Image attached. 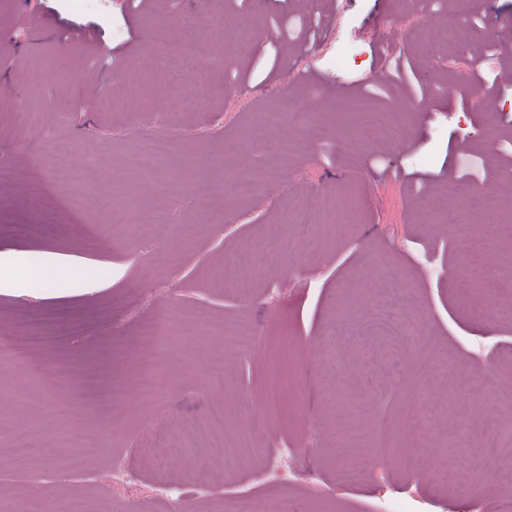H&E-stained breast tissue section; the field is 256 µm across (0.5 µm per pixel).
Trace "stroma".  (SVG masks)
Wrapping results in <instances>:
<instances>
[{"label": "stroma", "mask_w": 512, "mask_h": 512, "mask_svg": "<svg viewBox=\"0 0 512 512\" xmlns=\"http://www.w3.org/2000/svg\"><path fill=\"white\" fill-rule=\"evenodd\" d=\"M165 10L164 39L150 30L152 16ZM455 13L452 0H0V33L12 61L0 83L22 99L18 110L0 111V507L9 512L28 497L38 476L65 494L82 498L89 512H174L188 496L173 482L165 499L155 496L157 474L140 450L154 430L179 439L184 423H204L222 406L232 409L224 441L235 444L238 421L246 419L260 452L239 471L213 465L204 452L188 464L200 471L214 494L195 512H379L381 503L404 512H500L512 486L499 468L481 467L467 488L442 487L429 476L430 461L442 458L457 431L471 445L512 464L492 424L470 421V408L443 421L439 437L421 448L404 428L408 400L433 384V365L448 360L471 400L486 392L512 391V366L497 363L512 349V325L498 323L495 308L512 302V283L494 281L479 316L468 311L460 247L482 239L479 225L449 228L414 204L438 192L443 180L462 177L454 158L466 145L478 158L474 178L512 165V145L497 141L512 130V59L492 15L512 18V0H475L459 23L469 50L449 46L424 56L425 26L444 24ZM219 16L240 32L234 44L214 43L212 53L234 48V68L212 67L195 81L196 68L181 64L176 44L188 35H209L207 17ZM278 31L276 40L255 37L258 26ZM41 71L40 93L29 94L28 72ZM483 85L489 97L511 106L496 122L473 110L463 89ZM424 90L421 107L402 112L403 93ZM288 115L285 131L294 145L277 151L276 132L248 140L244 133L271 111ZM386 118L398 139L376 133L372 118ZM166 135V163L139 176L140 192L152 201L164 186V207L155 209L168 225L161 237L142 239L128 229L136 214L84 211L79 198L111 181L120 195L124 157L141 141ZM71 142L69 170L54 173L40 164L56 139ZM252 183L239 193V180ZM46 182L47 206L55 222L39 229L23 187ZM335 204L321 223L302 224L300 201ZM14 224L33 230L16 235ZM278 233L287 260L270 277L256 281L250 303L230 288L217 291V272L232 275L225 259L250 242ZM321 237L312 253L306 242ZM416 288L417 302L402 313L417 321L423 343L405 347L392 360L381 340L367 336L349 343L343 383L357 404L337 410L323 386L319 353L309 339L326 338L333 324L386 288L385 274ZM171 306L183 318L171 340L155 349L166 361L174 386L141 398L137 385L142 348L138 327ZM56 311V325L28 322L33 311ZM248 327L253 351L239 353L229 325ZM78 325L82 334L70 335ZM58 333L59 344L35 351L30 363H14L7 350L22 332ZM223 349L229 372L223 385L209 381L214 349ZM67 366L77 375L97 376L112 399L88 405L77 400L60 425L99 434L106 450L84 460L75 442L49 453L13 459L12 432L29 424L9 395L15 386L53 397L52 377L33 378L32 365ZM286 385L275 406L266 400L273 383ZM43 425L58 423L43 417ZM292 449L290 467L298 483L270 489L263 450ZM381 457L359 483L337 475L359 457ZM420 470L411 479L401 460ZM129 472L126 485L112 483L114 463Z\"/></svg>", "instance_id": "stroma-1"}]
</instances>
